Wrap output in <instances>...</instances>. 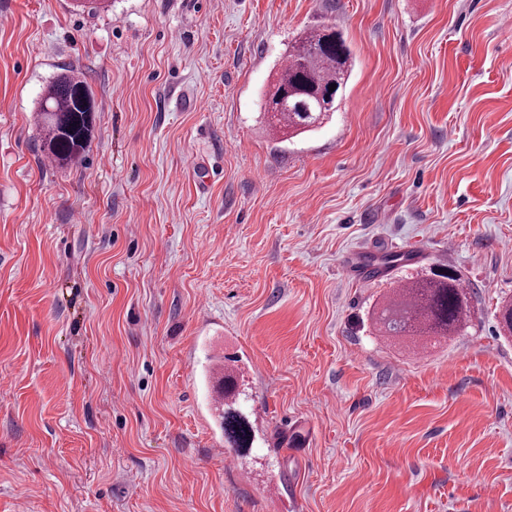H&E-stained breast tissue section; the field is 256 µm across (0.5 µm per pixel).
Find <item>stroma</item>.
Wrapping results in <instances>:
<instances>
[{"instance_id": "1", "label": "stroma", "mask_w": 512, "mask_h": 512, "mask_svg": "<svg viewBox=\"0 0 512 512\" xmlns=\"http://www.w3.org/2000/svg\"><path fill=\"white\" fill-rule=\"evenodd\" d=\"M512 0H0V512H512ZM354 65L287 141L265 94L304 30ZM82 160L33 114L59 69ZM416 260L363 284L356 257ZM452 267L474 313H371ZM256 442L225 463L224 357ZM95 105L87 83L70 70L55 75L44 88L37 111L43 152L58 167L74 163L94 131ZM468 289L452 270H433L400 282L385 297L375 323L384 336H439L451 339L467 328L472 314Z\"/></svg>"}]
</instances>
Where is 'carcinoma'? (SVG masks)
I'll return each instance as SVG.
<instances>
[{
    "label": "carcinoma",
    "instance_id": "carcinoma-1",
    "mask_svg": "<svg viewBox=\"0 0 512 512\" xmlns=\"http://www.w3.org/2000/svg\"><path fill=\"white\" fill-rule=\"evenodd\" d=\"M352 67V53L341 33L324 26L302 33L277 74L267 103L274 106L269 124L286 138L320 127L331 108L319 101H334ZM95 105L87 83L70 70L55 75L44 88L37 111L43 152L57 166L68 167L87 147L94 131ZM407 261L399 254L374 255L369 266L378 274ZM472 314L468 289L452 269L430 272L414 281L401 282L385 297L375 323L387 337L439 336L451 339L467 328ZM220 401L216 410L224 444L240 457L249 454L255 441L250 415L240 405L237 379L225 371L219 380Z\"/></svg>",
    "mask_w": 512,
    "mask_h": 512
}]
</instances>
